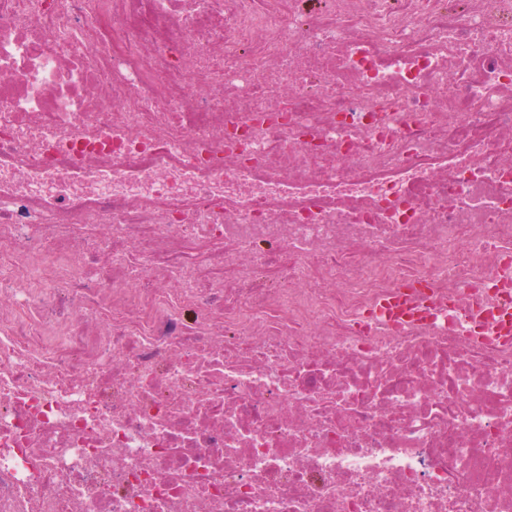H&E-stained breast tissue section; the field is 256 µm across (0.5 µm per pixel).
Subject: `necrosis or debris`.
<instances>
[{"mask_svg":"<svg viewBox=\"0 0 512 512\" xmlns=\"http://www.w3.org/2000/svg\"><path fill=\"white\" fill-rule=\"evenodd\" d=\"M510 273L512 0H0V512H512Z\"/></svg>","mask_w":512,"mask_h":512,"instance_id":"necrosis-or-debris-1","label":"necrosis or debris"}]
</instances>
